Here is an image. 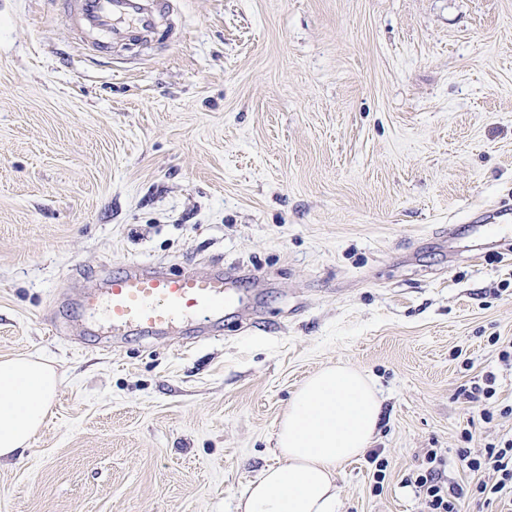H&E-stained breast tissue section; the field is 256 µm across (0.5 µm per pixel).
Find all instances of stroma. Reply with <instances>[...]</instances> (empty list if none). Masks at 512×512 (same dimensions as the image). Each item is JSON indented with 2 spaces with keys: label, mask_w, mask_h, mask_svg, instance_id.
Returning a JSON list of instances; mask_svg holds the SVG:
<instances>
[{
  "label": "stroma",
  "mask_w": 512,
  "mask_h": 512,
  "mask_svg": "<svg viewBox=\"0 0 512 512\" xmlns=\"http://www.w3.org/2000/svg\"><path fill=\"white\" fill-rule=\"evenodd\" d=\"M181 39L88 61L50 0H0V360L52 366L0 512H238L279 461V419L330 365L383 392L340 512H425L428 449L512 435V234L465 210L512 198V0H177ZM454 228L453 240L443 234ZM132 262L262 275L232 317L109 343L68 330L69 286Z\"/></svg>",
  "instance_id": "35a3bbf8"
}]
</instances>
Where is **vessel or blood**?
<instances>
[{"mask_svg": "<svg viewBox=\"0 0 512 512\" xmlns=\"http://www.w3.org/2000/svg\"><path fill=\"white\" fill-rule=\"evenodd\" d=\"M176 0H54V9L84 44L90 58L105 59L115 47L173 35ZM485 222L512 227V202L482 207ZM240 275L220 268L169 272L132 264L102 275L96 287L72 291L74 331L95 339L149 338L193 328L203 336L223 325L242 300Z\"/></svg>", "mask_w": 512, "mask_h": 512, "instance_id": "b4317fda", "label": "vessel or blood"}]
</instances>
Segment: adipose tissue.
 I'll list each match as a JSON object with an SVG mask.
<instances>
[{"mask_svg":"<svg viewBox=\"0 0 512 512\" xmlns=\"http://www.w3.org/2000/svg\"><path fill=\"white\" fill-rule=\"evenodd\" d=\"M57 385L53 367L42 361L0 360V456L28 446ZM382 408L374 381L354 368L329 366L309 376L279 421L280 464L250 483L240 512H338V469L370 448Z\"/></svg>","mask_w":512,"mask_h":512,"instance_id":"ef3b65f1","label":"adipose tissue"}]
</instances>
